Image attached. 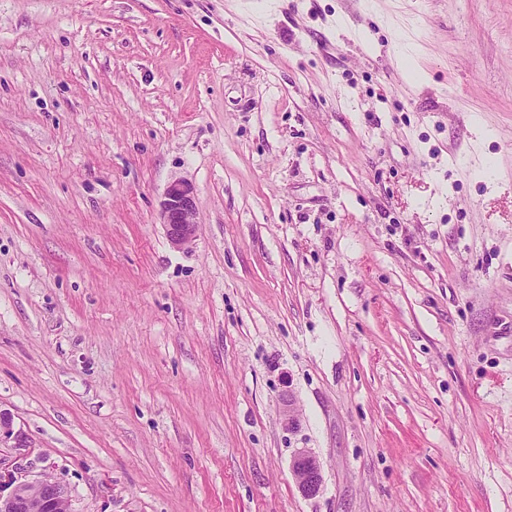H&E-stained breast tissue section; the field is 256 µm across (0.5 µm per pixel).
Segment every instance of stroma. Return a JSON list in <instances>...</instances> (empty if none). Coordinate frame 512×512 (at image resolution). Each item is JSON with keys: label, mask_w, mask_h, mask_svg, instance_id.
<instances>
[{"label": "stroma", "mask_w": 512, "mask_h": 512, "mask_svg": "<svg viewBox=\"0 0 512 512\" xmlns=\"http://www.w3.org/2000/svg\"><path fill=\"white\" fill-rule=\"evenodd\" d=\"M0 409L72 512H512V0H0ZM161 220L166 235L175 249H189L198 232L193 187L184 180L174 179L166 188L161 204ZM292 470L304 496H316L322 487L323 476L320 462L306 448H300L293 456Z\"/></svg>", "instance_id": "stroma-1"}]
</instances>
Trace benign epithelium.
I'll use <instances>...</instances> for the list:
<instances>
[{
    "mask_svg": "<svg viewBox=\"0 0 512 512\" xmlns=\"http://www.w3.org/2000/svg\"><path fill=\"white\" fill-rule=\"evenodd\" d=\"M161 220L166 235L175 249H189L198 232L193 187L174 179L166 188L161 204ZM0 447L17 450L33 448L29 436L14 428L10 413L0 409ZM292 470L303 495L313 497L322 487L320 462L305 448L293 456ZM69 502L67 487L49 477L29 480L21 468L10 467L0 457V512H57L59 505Z\"/></svg>",
    "mask_w": 512,
    "mask_h": 512,
    "instance_id": "benign-epithelium-1",
    "label": "benign epithelium"
}]
</instances>
